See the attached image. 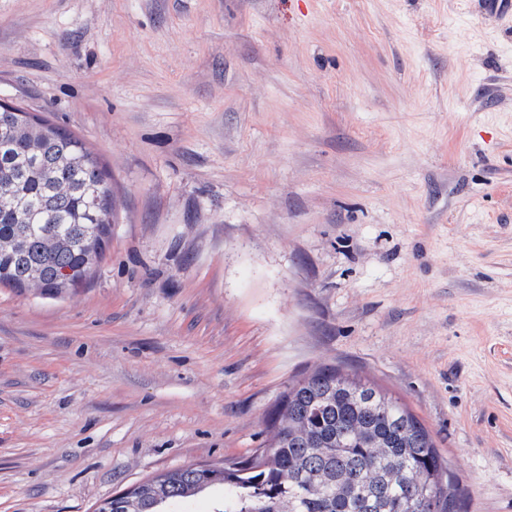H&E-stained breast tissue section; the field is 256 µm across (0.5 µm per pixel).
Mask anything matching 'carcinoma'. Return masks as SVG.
<instances>
[{
	"instance_id": "cac0c4a2",
	"label": "carcinoma",
	"mask_w": 512,
	"mask_h": 512,
	"mask_svg": "<svg viewBox=\"0 0 512 512\" xmlns=\"http://www.w3.org/2000/svg\"><path fill=\"white\" fill-rule=\"evenodd\" d=\"M112 176L79 136L0 110V285L57 297L83 284L112 236ZM255 459L161 474L94 512H163L213 486L218 512H456L424 423L374 382L317 366L269 416Z\"/></svg>"
}]
</instances>
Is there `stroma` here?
Returning a JSON list of instances; mask_svg holds the SVG:
<instances>
[{
    "label": "stroma",
    "mask_w": 512,
    "mask_h": 512,
    "mask_svg": "<svg viewBox=\"0 0 512 512\" xmlns=\"http://www.w3.org/2000/svg\"><path fill=\"white\" fill-rule=\"evenodd\" d=\"M0 0V100L82 137L112 237L0 286V512L268 445L319 365L512 512V0Z\"/></svg>",
    "instance_id": "35a3bbf8"
}]
</instances>
